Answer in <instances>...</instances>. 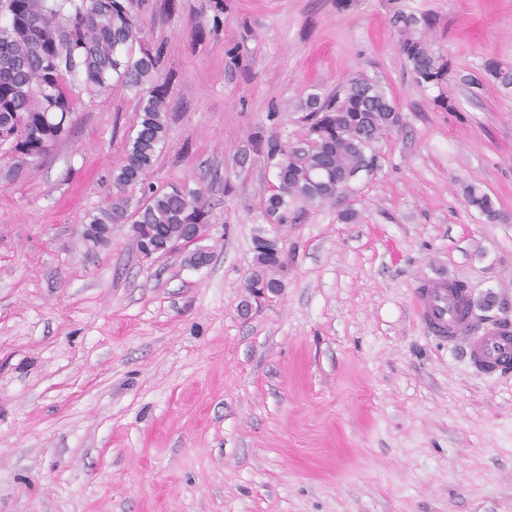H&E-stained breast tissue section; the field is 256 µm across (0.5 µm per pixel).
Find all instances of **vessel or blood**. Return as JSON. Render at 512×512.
I'll use <instances>...</instances> for the list:
<instances>
[{"label": "vessel or blood", "mask_w": 512, "mask_h": 512, "mask_svg": "<svg viewBox=\"0 0 512 512\" xmlns=\"http://www.w3.org/2000/svg\"><path fill=\"white\" fill-rule=\"evenodd\" d=\"M412 306L426 334L462 348L477 374L499 377L512 371V320L480 321L469 293L449 288L440 278L422 281Z\"/></svg>", "instance_id": "vessel-or-blood-1"}]
</instances>
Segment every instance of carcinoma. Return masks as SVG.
I'll return each mask as SVG.
<instances>
[{"label":"carcinoma","mask_w":512,"mask_h":512,"mask_svg":"<svg viewBox=\"0 0 512 512\" xmlns=\"http://www.w3.org/2000/svg\"><path fill=\"white\" fill-rule=\"evenodd\" d=\"M145 0H0V148L15 168L35 164L61 140L74 112L70 89L94 96L116 79L136 91L138 122L127 136L122 164L112 175L108 205L91 219L92 241L108 242L112 225H138V238L169 245L185 238L187 225L204 224L208 210L199 189L174 185L150 191L134 212L131 193L142 184L164 144L169 119L166 86L160 83L163 50L134 58L126 51L141 32ZM399 48L420 83L447 79L448 61L422 37L432 23L422 13L396 16ZM309 121L306 151L255 139V150L276 169L279 192L265 204L269 224L288 223L291 203L336 198V178L371 172L378 145L392 130L396 107L383 86L353 77L335 94L301 102ZM467 202L491 218V198L470 185Z\"/></svg>","instance_id":"1"}]
</instances>
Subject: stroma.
Segmentation results:
<instances>
[{
    "mask_svg": "<svg viewBox=\"0 0 512 512\" xmlns=\"http://www.w3.org/2000/svg\"><path fill=\"white\" fill-rule=\"evenodd\" d=\"M146 0L168 135L146 177L203 189L209 264L142 258L129 224L90 248L137 120L133 90L73 88V128L13 172L0 150V512H512V374L426 335L424 278L512 317V0ZM449 64L418 83L397 13ZM379 82L402 123L380 166L269 224L261 135L305 143L298 105ZM479 186L496 219L468 205ZM279 242V294L245 286Z\"/></svg>",
    "mask_w": 512,
    "mask_h": 512,
    "instance_id": "stroma-1",
    "label": "stroma"
}]
</instances>
